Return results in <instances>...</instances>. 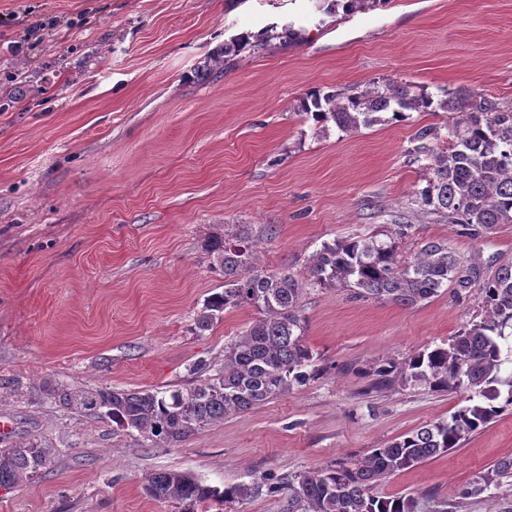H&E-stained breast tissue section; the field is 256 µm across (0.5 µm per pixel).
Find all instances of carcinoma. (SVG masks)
<instances>
[{
	"label": "carcinoma",
	"instance_id": "1",
	"mask_svg": "<svg viewBox=\"0 0 512 512\" xmlns=\"http://www.w3.org/2000/svg\"><path fill=\"white\" fill-rule=\"evenodd\" d=\"M326 12L340 6L350 13L379 0H326ZM297 36L290 23L272 25L258 34L242 33L224 45V55L244 48L255 53L275 39ZM436 100L408 84L371 82L365 87L323 93L314 90L300 102L304 120L324 126L334 123L352 133L378 122H401L407 112L448 114V146L430 155L425 186L419 191L428 213L462 227L477 239L501 224H512V111L501 110L481 93L441 90ZM406 224L379 235L325 242L309 266L315 283L344 289L362 299L412 307L438 295L451 284L474 291L487 317L459 331L447 346L425 349L401 362L376 366L375 386L421 385L435 392L465 388L477 399L446 420L436 421L374 448L359 459L307 471L288 481V507L300 503L303 512H415L409 499H380L373 483L457 448L460 442L512 407V373L504 364L512 357V259L489 269L467 260L448 242L429 240L414 257L398 259V240ZM254 242L248 232L207 241L215 268L224 275V289L211 295L195 319V329L213 327L226 310L249 306L260 317L224 346V363L216 374L185 390L95 391L51 390L53 398L75 409L112 420L122 429H134L156 445L182 442L216 422L250 410L307 384L320 374L312 350L303 340L299 316L304 288L284 272L260 271L253 265ZM50 449L35 444L0 448V488L16 487L45 467ZM512 487V457L499 460L476 474L458 491L467 499L490 485ZM147 496L185 506L184 512L208 501L232 502L254 493L256 487L236 484L223 489L172 469L151 473L144 485Z\"/></svg>",
	"mask_w": 512,
	"mask_h": 512
}]
</instances>
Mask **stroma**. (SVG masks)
<instances>
[{"mask_svg": "<svg viewBox=\"0 0 512 512\" xmlns=\"http://www.w3.org/2000/svg\"><path fill=\"white\" fill-rule=\"evenodd\" d=\"M320 0H0V439L50 451L40 474L0 489V512H184L146 495L160 469L255 484L197 512H288V476L349 461L471 393L370 390L376 362L448 344L486 310L442 288L413 307L352 298L309 275L337 239L407 225L399 256L431 239L480 263L512 259V224L479 239L427 213L415 133L444 111L346 134L298 112L310 90L394 80L477 90L512 110V0H384L324 13ZM292 23L299 41L220 61L242 32ZM248 227L257 267L302 282L304 341L323 376L163 447L65 409L50 386L193 384L256 318L194 319L223 291L203 247ZM512 456V409L460 447L375 482L417 512H491L512 493H455Z\"/></svg>", "mask_w": 512, "mask_h": 512, "instance_id": "1", "label": "stroma"}]
</instances>
